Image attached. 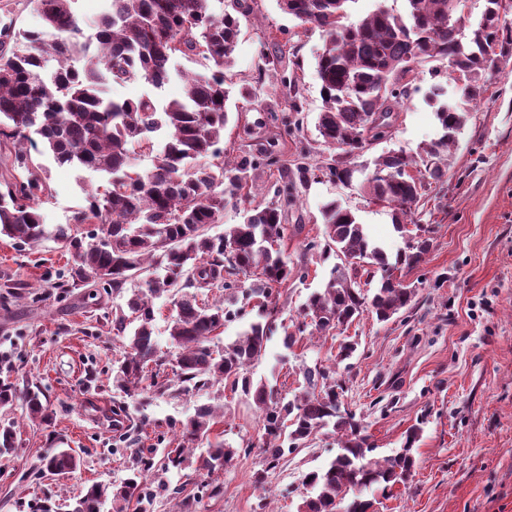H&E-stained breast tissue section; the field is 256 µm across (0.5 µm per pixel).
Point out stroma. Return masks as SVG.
<instances>
[{
	"mask_svg": "<svg viewBox=\"0 0 512 512\" xmlns=\"http://www.w3.org/2000/svg\"><path fill=\"white\" fill-rule=\"evenodd\" d=\"M235 7L241 32L235 62L224 72L234 93L222 159L233 164L248 153H270L286 164L293 181L300 167L308 168L295 201L282 204L293 228L283 246L290 262H297L305 242L321 240V208L331 201L352 211L389 252L404 247L390 208L373 205L358 183L338 182L328 169L349 160L366 174L381 155H415L438 140L432 63L410 77L390 136L349 159L325 145L316 130L322 108L315 71L324 46L321 30L300 24L279 0H244L239 7L224 0L225 10ZM465 109L466 123L448 152L447 174L428 186L419 203L417 220L429 227L432 246L424 261L404 274L417 288L413 305L386 322L363 316L344 332L357 349L338 376L375 457L399 451L406 430L420 429L413 475L379 497L376 512H512V60L490 78L484 101ZM40 161L52 188L40 209L51 229L69 223L104 179L58 166L47 153ZM69 264V254L53 240L21 248L0 235V296L4 283L30 286L28 296L0 308V355H10L0 358V383L20 391L39 387L53 412L50 422H32L14 406L18 446L0 456V512H42L46 504L74 501L91 485L123 483L138 450L168 447L174 423L204 405L223 406L224 415L209 440L195 443L196 453L205 452L208 441L222 439L238 448V455L214 477L170 471L164 480L180 486L183 496L196 497L194 512H297L310 492L306 475L335 457L336 436L319 433L268 471L260 456L245 451L263 425L241 393L215 387L177 397H126L112 384L122 342L105 317L119 298L93 302L79 288L59 299L53 284ZM331 267L311 259L305 278L280 287V321L301 322L303 304L324 287ZM338 344L329 335H305L288 349L278 330L247 374L290 398L302 387V367L327 362ZM116 405L124 408L120 431L112 426ZM53 448L76 450L83 458L80 470L60 479L30 480ZM260 470L265 482L259 486L254 475ZM211 479L221 486L219 495H209Z\"/></svg>",
	"mask_w": 512,
	"mask_h": 512,
	"instance_id": "obj_1",
	"label": "stroma"
}]
</instances>
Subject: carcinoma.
<instances>
[{
	"instance_id": "carcinoma-1",
	"label": "carcinoma",
	"mask_w": 512,
	"mask_h": 512,
	"mask_svg": "<svg viewBox=\"0 0 512 512\" xmlns=\"http://www.w3.org/2000/svg\"><path fill=\"white\" fill-rule=\"evenodd\" d=\"M76 2L28 0L44 29H0V158L8 161L0 173V235L19 247L48 238L60 243L72 257L68 279L57 284L63 293L84 287L89 298L102 291L120 295L127 284L142 281L125 303L112 306V333L127 339L112 368V382L128 395L149 387L162 393L217 385L241 391L252 397L263 420L261 440L244 452L258 449L269 469L278 466L285 450L329 429L338 438L339 450L327 467L306 476L315 495L303 499L297 512H370L374 501L363 498L365 490L385 491L413 472L419 429L406 431L403 448L395 454L372 457L375 447L361 418L344 409L346 386L336 378V365L357 349L352 340L339 343L331 365L305 368L303 389L287 402L247 376V367L262 357L277 329L274 293L307 268L288 265L281 248L287 227L276 202L255 206L245 222L218 236L208 234L209 225L220 223L226 205L252 189L260 168L278 163L271 156L234 166L205 162L222 153L231 93L224 70L234 63L239 18L215 13L212 0H103L91 46L74 12ZM352 2L280 0L288 14L324 33L316 67L323 94L317 131L323 143L349 156L385 136L386 129L372 122L401 105L406 95L399 86L401 67L441 60L448 78L456 72L470 75L461 94L476 102L484 98L486 82L495 74L486 65L487 53L501 62L512 54V28L498 23L502 0H485L479 22L467 34L462 32V16L448 24L449 0H405L402 13L380 6L346 24ZM192 57L205 71L178 69L179 59ZM173 72L185 81L181 100L163 102L148 94L120 99L103 90L112 82L136 78L159 89ZM436 116L442 135L424 149L423 157L384 155L360 183L371 200L391 208L403 237L414 224L427 186L442 180L444 152L455 143L466 112L449 102L440 105ZM161 130L165 139L157 151L154 134ZM39 142L58 165L106 177L105 188L87 195L73 223L52 232L40 212L41 199L51 194L48 170L31 153ZM133 145L157 152L151 169L131 173ZM409 168L417 177L407 173ZM322 217L324 245L310 241L304 255L315 254L322 261L333 256L338 262L325 288L312 293L302 310L303 317L316 314L319 321H303L294 331L282 326L288 349L308 328L325 336L366 312L386 322L410 307L416 288L400 273L418 266L431 246L430 238L422 235L426 228L415 224L421 235L414 244L390 256L369 240L353 213L336 203L323 205ZM86 224L95 228L85 231ZM227 243L234 250L226 251ZM345 258L351 266L340 265ZM98 272L109 279L85 281ZM240 273L253 278L241 291L234 280ZM376 276L375 288L361 287V278ZM210 288L231 292L237 309L200 299L201 290ZM170 296L174 314L169 336L178 348L172 359L160 351L154 336V300ZM256 298L267 302V320L250 324L224 350H213L210 342L217 330ZM24 412L32 421L50 420L38 389L25 394ZM217 417L218 407L204 406L177 423L180 442L165 449L166 468L191 467L210 474L224 469L238 449L219 441L207 455L196 457L190 448L210 435ZM16 443V424L1 423L0 455L12 452ZM81 462L78 453L60 448L45 456V467L32 476H63ZM153 468L150 453L137 454L123 483L91 485L71 512H101L109 497L115 512H127L133 501L138 512H149L155 495L165 490L150 480Z\"/></svg>"
}]
</instances>
